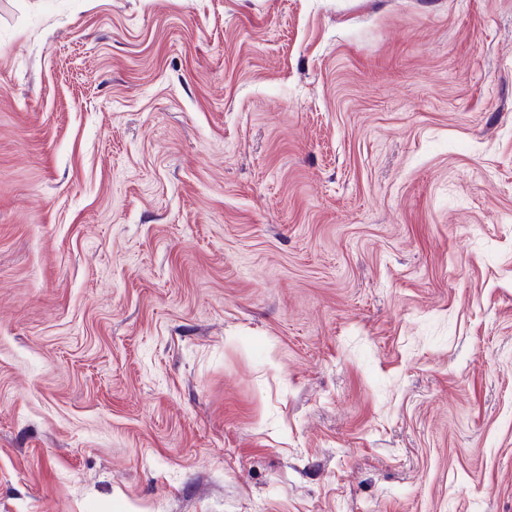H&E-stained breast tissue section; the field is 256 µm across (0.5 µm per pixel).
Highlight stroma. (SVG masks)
Segmentation results:
<instances>
[{"instance_id": "35a3bbf8", "label": "stroma", "mask_w": 512, "mask_h": 512, "mask_svg": "<svg viewBox=\"0 0 512 512\" xmlns=\"http://www.w3.org/2000/svg\"><path fill=\"white\" fill-rule=\"evenodd\" d=\"M0 512H512V0H0Z\"/></svg>"}]
</instances>
